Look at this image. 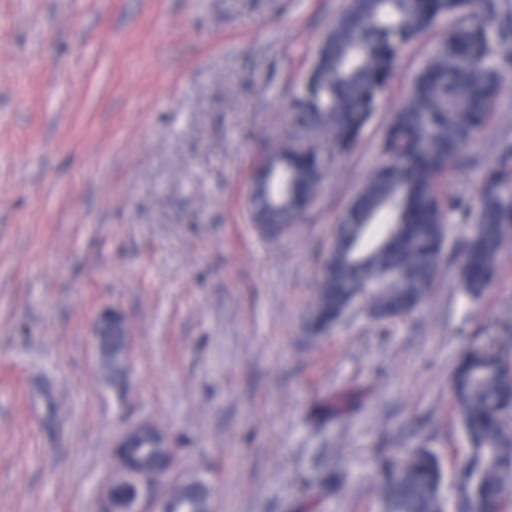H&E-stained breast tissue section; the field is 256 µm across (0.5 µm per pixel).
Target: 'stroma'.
Segmentation results:
<instances>
[{
  "instance_id": "35a3bbf8",
  "label": "stroma",
  "mask_w": 512,
  "mask_h": 512,
  "mask_svg": "<svg viewBox=\"0 0 512 512\" xmlns=\"http://www.w3.org/2000/svg\"><path fill=\"white\" fill-rule=\"evenodd\" d=\"M346 2L0 0V512H97L113 444L140 422L174 450L145 512L196 478L212 512H382L377 460L422 447L451 494L467 448L451 375L471 347L512 352V234L480 299L460 286L455 222L413 313L307 329L336 221L436 30L403 48L287 237L249 212ZM500 104L449 195L471 197L512 141V71ZM112 306L131 333L118 388L92 348Z\"/></svg>"
}]
</instances>
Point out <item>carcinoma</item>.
<instances>
[{
  "instance_id": "1",
  "label": "carcinoma",
  "mask_w": 512,
  "mask_h": 512,
  "mask_svg": "<svg viewBox=\"0 0 512 512\" xmlns=\"http://www.w3.org/2000/svg\"><path fill=\"white\" fill-rule=\"evenodd\" d=\"M448 29L433 46L405 104L392 115L378 165L336 227L322 259L308 318L314 335L329 331L356 305L376 322L402 318L426 299L437 273L445 224L457 213L472 224L458 265L459 282L477 298L495 277L499 249L512 227V142L498 146L473 201L443 192L440 182L464 167L467 150L499 101L502 72L512 70V4L508 0H347L327 31L304 93L291 100L288 144L255 169L252 218L270 237L288 233L318 194L325 159L349 152L377 109L402 48L441 20ZM288 175V197L276 198V165ZM124 337H112V381L126 373ZM467 452L456 465L455 512H498L512 491V364L503 350L468 351L453 375ZM116 457H140L157 471L171 452L138 442ZM383 512H441V465L427 448L382 463ZM125 479L112 483L117 505L135 498ZM167 512H208L207 491L174 487Z\"/></svg>"
}]
</instances>
